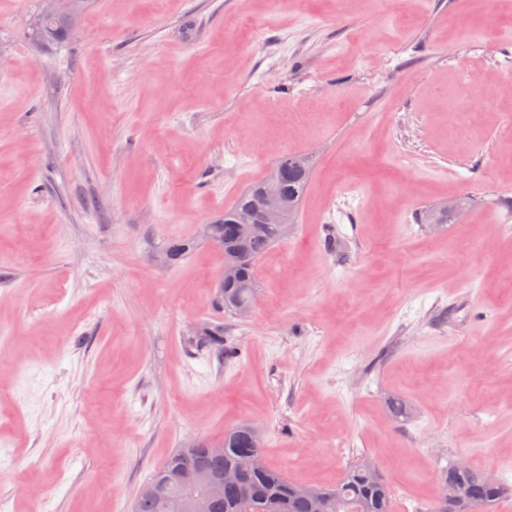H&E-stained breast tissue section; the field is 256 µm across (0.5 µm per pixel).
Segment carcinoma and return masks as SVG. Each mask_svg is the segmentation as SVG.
Wrapping results in <instances>:
<instances>
[{"label": "carcinoma", "mask_w": 512, "mask_h": 512, "mask_svg": "<svg viewBox=\"0 0 512 512\" xmlns=\"http://www.w3.org/2000/svg\"><path fill=\"white\" fill-rule=\"evenodd\" d=\"M69 0H63V6L54 21H47L37 16L32 27L33 36L46 42H62L71 38ZM312 173L311 166H306L302 173L294 174L288 179V196L292 212H298L306 192ZM272 173L266 178L249 186L236 198L234 204L224 210V216L210 224L209 233L222 235L232 240L247 235L255 240L256 250L247 261L245 273L250 279H255L257 260L272 246L280 242L284 236V226L280 224H254L251 214L256 208L254 191L267 182ZM193 241L185 239L172 240L167 243L166 250L170 252V263L181 261L192 249ZM196 346L207 350L217 359H224V326L208 325L203 329L202 336L196 340ZM257 429L249 423H240L224 434V454L215 457L208 453L203 446L198 448H179L163 465L172 474L195 457L203 458L208 467L216 472H222L232 466L238 457L252 451L251 438ZM453 479L458 486L463 505L469 501L479 503L482 509L493 507L506 494H512V488L506 489L492 475L468 467L457 471L454 463H449L445 469L443 481ZM315 492L324 497V512H352L360 508L363 512H389L388 502L391 495L385 482L372 483L366 479L360 463L349 466L342 479L334 486H317ZM248 494L252 500V512H266L267 500L273 495L281 496L285 502L283 512H317L318 504L309 494L297 490V483L288 479L280 470L270 466L265 471L250 477L239 488H224V500L217 503L218 512H235V504L242 494ZM134 512H163V506L156 493L142 490L138 493Z\"/></svg>", "instance_id": "carcinoma-1"}]
</instances>
